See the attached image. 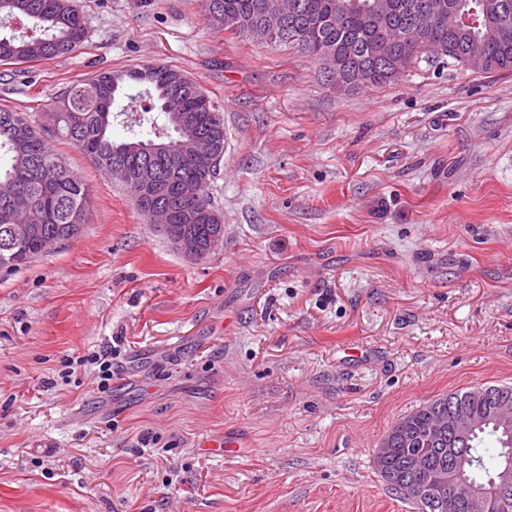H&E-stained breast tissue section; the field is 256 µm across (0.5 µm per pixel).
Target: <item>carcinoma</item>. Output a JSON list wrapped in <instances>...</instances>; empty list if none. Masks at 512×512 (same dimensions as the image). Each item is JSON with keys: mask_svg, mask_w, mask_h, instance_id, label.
Masks as SVG:
<instances>
[{"mask_svg": "<svg viewBox=\"0 0 512 512\" xmlns=\"http://www.w3.org/2000/svg\"><path fill=\"white\" fill-rule=\"evenodd\" d=\"M496 2L499 15L512 22V0H451L470 10ZM346 0H204L207 22L213 28L261 44L288 47L316 61L320 68L336 63L348 73L360 72L361 90L394 83L421 61L449 63L476 73L512 72V43L498 42L486 26L455 36L457 53L448 51V20L428 23L430 53L412 39L410 27L423 24L395 9L369 19L359 11H344ZM15 20L32 23L34 33L0 35V62L29 63L70 55L86 37V25L73 0H0V29ZM481 44L482 59L461 57L469 42ZM144 86L137 97L156 96L164 122L138 120V136L112 138L113 105L129 84ZM47 124L33 125L23 112L0 107V188L21 196L28 215L12 212L0 194V269L17 268L61 245L83 230L90 204L88 188L58 156L49 140L61 137L98 169L109 172L119 160L127 170L126 190L146 217L156 211L168 215L161 226L167 236L187 234L201 245L224 233L223 217L212 204L207 187L216 174L210 155L190 149L204 137L217 154H224V114L203 88L181 71L162 67L103 71L87 82H76L50 105ZM28 224L30 235L18 241L17 224ZM512 404V386L470 387L444 394L402 417L386 433L377 472L388 488L425 512L416 499L402 494L405 483L443 480V498L454 494L448 435L434 441L428 434L438 414L450 408L483 413L491 400ZM474 456L470 478L487 486L501 459L512 455L495 424L488 423L470 441Z\"/></svg>", "mask_w": 512, "mask_h": 512, "instance_id": "1", "label": "carcinoma"}]
</instances>
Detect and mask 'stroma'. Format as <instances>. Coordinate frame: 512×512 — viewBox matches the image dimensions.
I'll list each match as a JSON object with an SVG mask.
<instances>
[{
  "label": "stroma",
  "mask_w": 512,
  "mask_h": 512,
  "mask_svg": "<svg viewBox=\"0 0 512 512\" xmlns=\"http://www.w3.org/2000/svg\"><path fill=\"white\" fill-rule=\"evenodd\" d=\"M67 57L0 63L42 120L72 83L164 65L224 114L191 260L67 142L82 233L0 269V512H413L373 458L442 396L512 384V73L414 67L338 95L201 0H75ZM111 352L112 381L62 362ZM245 445L207 453L224 437Z\"/></svg>",
  "instance_id": "stroma-1"
}]
</instances>
